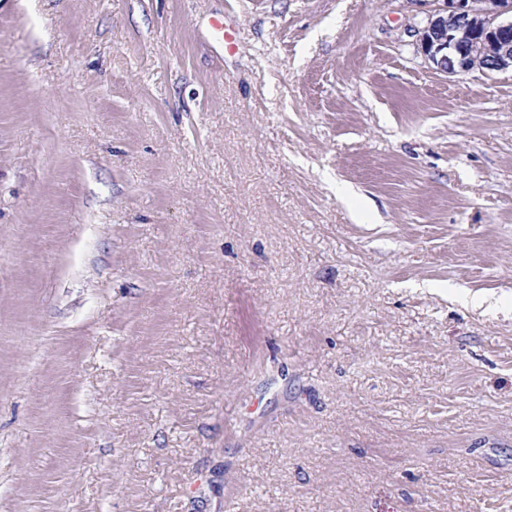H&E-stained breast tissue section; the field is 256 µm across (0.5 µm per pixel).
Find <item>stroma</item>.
I'll use <instances>...</instances> for the list:
<instances>
[{"label": "stroma", "mask_w": 512, "mask_h": 512, "mask_svg": "<svg viewBox=\"0 0 512 512\" xmlns=\"http://www.w3.org/2000/svg\"><path fill=\"white\" fill-rule=\"evenodd\" d=\"M420 18L0 0V512H512V73Z\"/></svg>", "instance_id": "1"}]
</instances>
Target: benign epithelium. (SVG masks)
I'll return each mask as SVG.
<instances>
[{"mask_svg": "<svg viewBox=\"0 0 512 512\" xmlns=\"http://www.w3.org/2000/svg\"><path fill=\"white\" fill-rule=\"evenodd\" d=\"M426 5L413 26L416 51L448 75L512 71V0H413Z\"/></svg>", "mask_w": 512, "mask_h": 512, "instance_id": "benign-epithelium-1", "label": "benign epithelium"}]
</instances>
